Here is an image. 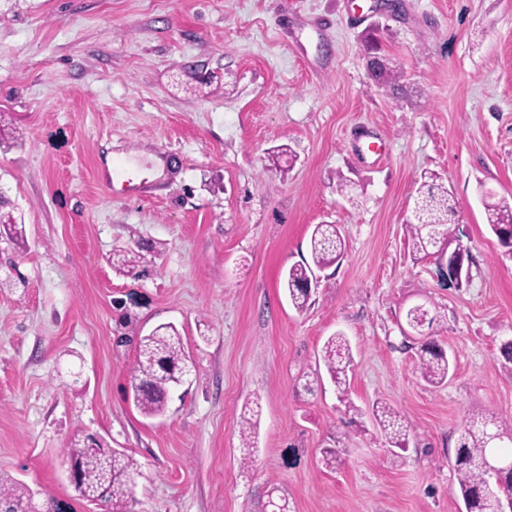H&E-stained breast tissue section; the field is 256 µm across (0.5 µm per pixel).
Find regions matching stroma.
Wrapping results in <instances>:
<instances>
[{
  "instance_id": "obj_1",
  "label": "stroma",
  "mask_w": 512,
  "mask_h": 512,
  "mask_svg": "<svg viewBox=\"0 0 512 512\" xmlns=\"http://www.w3.org/2000/svg\"><path fill=\"white\" fill-rule=\"evenodd\" d=\"M0 0V474L58 512L77 435L139 463L133 512H464L453 470L469 418L512 434V257L482 195L512 199V0ZM374 33L404 97L378 91ZM385 157L365 149L371 138ZM145 181L120 198L106 157ZM454 206L469 276L412 250L420 175ZM340 263L304 311L282 279L315 225ZM136 250L138 267L117 265ZM425 305L446 384L405 349ZM174 324L193 361L159 418L126 398L137 342ZM351 347L338 393L322 360ZM410 425L391 447L369 409ZM257 405L243 464L240 417ZM338 449L336 469L322 451ZM322 353L331 380L340 393H345L349 385L348 371L352 363L349 341L343 333H336L335 336L328 338Z\"/></svg>"
}]
</instances>
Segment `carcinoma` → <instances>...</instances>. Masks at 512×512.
I'll return each mask as SVG.
<instances>
[{
	"label": "carcinoma",
	"instance_id": "carcinoma-1",
	"mask_svg": "<svg viewBox=\"0 0 512 512\" xmlns=\"http://www.w3.org/2000/svg\"><path fill=\"white\" fill-rule=\"evenodd\" d=\"M366 51H374L376 59L368 61L373 75L391 93L401 89V72L388 57L381 54V47L373 34L365 40ZM441 177L434 172L421 175L415 207L409 221L413 250L425 256L434 255L448 245L452 229L448 216L453 213L448 191L440 184ZM487 221L499 243L509 247L512 234V203L501 199L485 202ZM344 240L335 224L315 225L309 241L311 260H302L288 268L283 287L292 306L301 311L309 303L306 289L312 269L327 268L341 258ZM417 368L422 378L431 386L447 383L452 360L446 352H439L428 342L416 341ZM322 359L331 380L340 393L349 385L348 371L352 363L349 341L338 333L324 344ZM193 362L185 352L183 338L172 324H160L139 340L135 363L130 370L129 386L133 403L147 418L166 413L172 388L189 381ZM370 414L387 442L396 448L406 447L410 426L394 407L384 402L372 404ZM489 421L472 419L465 424L458 439L454 469L462 499L470 512H487L490 494V476L478 465L490 453L485 430ZM68 463L78 471L76 490L91 501L102 498L106 512H133L130 477L137 474L136 460L122 452L106 451L95 440L84 437L72 442L67 453ZM34 506L31 492L22 484L0 478V512H22Z\"/></svg>",
	"mask_w": 512,
	"mask_h": 512
}]
</instances>
